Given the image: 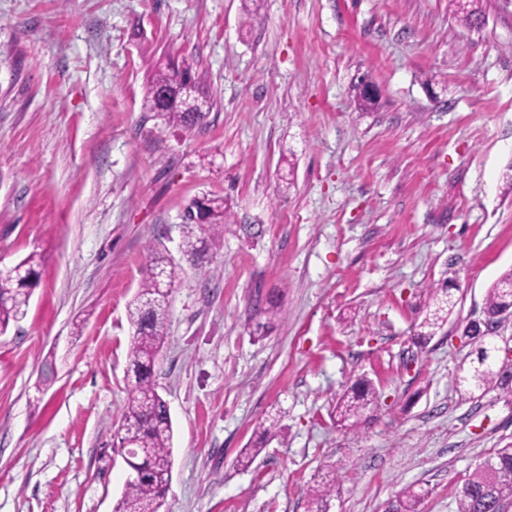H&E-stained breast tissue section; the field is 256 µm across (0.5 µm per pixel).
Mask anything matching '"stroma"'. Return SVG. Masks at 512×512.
Instances as JSON below:
<instances>
[{"label":"stroma","mask_w":512,"mask_h":512,"mask_svg":"<svg viewBox=\"0 0 512 512\" xmlns=\"http://www.w3.org/2000/svg\"><path fill=\"white\" fill-rule=\"evenodd\" d=\"M480 5L468 27L448 0H259L253 21L242 0H0V269L43 257L0 334V512H114L152 245L181 266L154 370L174 430L161 512H307L326 465L330 512H396L408 486L457 512L512 442V395L455 381L461 324L512 268V0ZM161 58L213 100L192 132L142 109ZM204 192L230 222L193 262L183 214ZM433 286L457 306L421 341ZM364 377L378 400L341 429ZM377 398L373 382L357 380L344 392L336 405L337 421L347 430L356 431Z\"/></svg>","instance_id":"1"}]
</instances>
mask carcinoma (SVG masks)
Listing matches in <instances>:
<instances>
[{
	"instance_id": "obj_1",
	"label": "carcinoma",
	"mask_w": 512,
	"mask_h": 512,
	"mask_svg": "<svg viewBox=\"0 0 512 512\" xmlns=\"http://www.w3.org/2000/svg\"><path fill=\"white\" fill-rule=\"evenodd\" d=\"M457 17L465 25L478 23L481 10L478 0H450ZM192 78V65L184 60L181 66L158 65L144 89L142 108L153 112L170 125L190 132L207 117L205 112H189L179 99V87ZM166 88L170 96L163 99L158 89ZM186 211L202 213L205 230L215 236L223 231L230 215L224 199L203 194L193 198ZM204 237L188 235L182 244L184 256L198 260L205 255ZM42 257L31 253L18 263L16 273L0 272V333L10 322L23 317L29 305L31 286ZM179 276L173 259L157 246L150 249V260L143 270L141 286L128 307L132 336L128 347L129 371L134 380L122 413L118 442L145 448L148 454L126 457L127 469L136 477L126 482L125 491L115 512H159L167 494L164 472L173 465V425L166 402L153 382L155 362L167 336L166 322L169 297ZM425 315L418 324V338L429 339L448 322L456 303L446 288H432ZM484 318L503 320L512 315V268L502 273L488 288ZM463 335L477 344V360L459 368L457 384L464 393L473 394L495 386L512 392V375L496 368L493 346L485 341L481 324L469 321ZM377 398L373 382L356 381L344 392L336 405L337 421L347 430H357L365 414ZM336 492V477L325 475L312 491L316 508L311 512H327ZM425 493L409 486L399 500L400 512H419ZM512 499V444L498 448L487 457L462 487L458 495V512H495L496 504Z\"/></svg>"
}]
</instances>
